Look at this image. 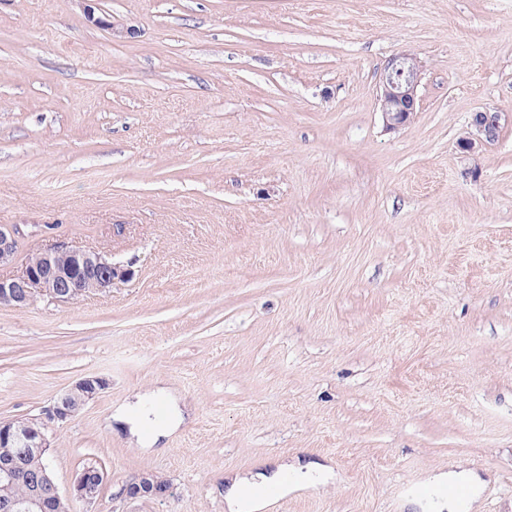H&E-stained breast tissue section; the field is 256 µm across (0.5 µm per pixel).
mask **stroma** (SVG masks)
Listing matches in <instances>:
<instances>
[{
    "label": "stroma",
    "mask_w": 512,
    "mask_h": 512,
    "mask_svg": "<svg viewBox=\"0 0 512 512\" xmlns=\"http://www.w3.org/2000/svg\"><path fill=\"white\" fill-rule=\"evenodd\" d=\"M0 225L2 278L61 241L133 271L0 304V422L109 382L50 437L61 493L104 473L74 512H225L278 458L333 473L282 512H424L451 467L512 512V0H0ZM159 384L187 418L148 452L111 417ZM145 473L168 493L125 497ZM422 65L413 53H401L387 62L380 79V112L386 130L409 124L417 112V90ZM502 115L503 112L497 111L473 113L465 134L458 139V148L474 157L483 147L493 144L498 138ZM20 238L21 232L17 227L0 226V265L15 260Z\"/></svg>",
    "instance_id": "1"
}]
</instances>
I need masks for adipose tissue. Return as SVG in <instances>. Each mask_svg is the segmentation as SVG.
Here are the masks:
<instances>
[{"label":"adipose tissue","instance_id":"1","mask_svg":"<svg viewBox=\"0 0 512 512\" xmlns=\"http://www.w3.org/2000/svg\"><path fill=\"white\" fill-rule=\"evenodd\" d=\"M169 398L164 390L153 392L148 402L139 403L126 411L124 420L129 423L131 430L137 433L143 447H151L164 435L173 432L180 424L179 419H151L148 411L149 403H168ZM331 479L327 467L309 461L306 463L280 462L270 470H260L246 475H234L226 480L224 503L228 512H261L265 505L264 491L275 486L282 493H290L303 485H324ZM464 482L471 487H478L475 476L463 473H447L430 478L436 498L434 512H470L471 501L461 499L452 494L455 483Z\"/></svg>","mask_w":512,"mask_h":512}]
</instances>
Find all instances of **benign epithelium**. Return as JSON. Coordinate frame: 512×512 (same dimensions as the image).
<instances>
[{
	"instance_id": "obj_1",
	"label": "benign epithelium",
	"mask_w": 512,
	"mask_h": 512,
	"mask_svg": "<svg viewBox=\"0 0 512 512\" xmlns=\"http://www.w3.org/2000/svg\"><path fill=\"white\" fill-rule=\"evenodd\" d=\"M422 65L413 53H401L387 62L380 79V112L384 126L392 131L409 124L417 109V90L421 82ZM502 113L480 111L473 113L465 134L457 146L469 156L493 144L499 134ZM21 232L16 227L0 226V264L11 263L18 252ZM132 277L131 269L115 263L106 255L60 245L53 251L39 253V263L25 262L16 277L0 279V301L23 306L35 293H42L57 301H69L90 291H105L118 281ZM108 386L106 379L85 376L60 393L44 417L20 426L0 425V446L3 448L51 447L47 433L56 423L74 416L86 403L97 397ZM0 474L28 488V495L0 506V512H70L73 503H95L98 485L104 475L99 470L83 469L76 477L70 493L60 494L52 480L48 465L31 472L24 454L17 452L0 458ZM167 492V483L149 473L126 486L124 493L130 499L143 496L160 497Z\"/></svg>"
}]
</instances>
